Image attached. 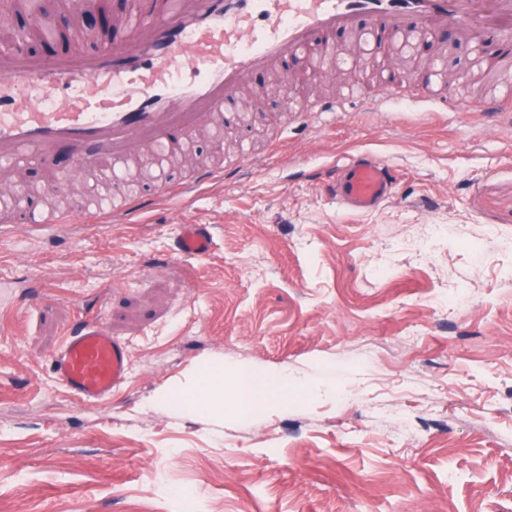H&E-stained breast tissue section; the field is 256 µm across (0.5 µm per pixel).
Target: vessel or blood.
Instances as JSON below:
<instances>
[{
	"label": "vessel or blood",
	"mask_w": 512,
	"mask_h": 512,
	"mask_svg": "<svg viewBox=\"0 0 512 512\" xmlns=\"http://www.w3.org/2000/svg\"><path fill=\"white\" fill-rule=\"evenodd\" d=\"M118 41L112 49L82 50L61 57L31 56L0 42V161L18 168L36 162L55 168L68 154L86 172L109 161L121 169L132 157L157 148L185 146L224 111L243 100L250 77L277 74L292 59L303 72L342 68L332 33L357 36L360 54L411 50L446 30L464 35L483 57L488 34L512 41V0H145L143 7L112 18ZM438 63L425 67L414 88L392 83L386 92L361 98L371 111L385 110L391 96L413 91L433 111L512 112V73L501 92L478 102L437 92ZM337 202L363 213L395 196L396 170L386 159L359 152L323 167ZM220 168H196L191 180L155 182L152 195L125 194L94 212L51 216L34 206L23 212L0 206V220L20 218L33 233L57 223L69 228L130 224L159 202L192 198L223 180ZM213 246L208 224H184L174 242L183 258H201ZM130 350L102 319L72 328L50 366L55 379L81 401L97 403L126 383Z\"/></svg>",
	"instance_id": "vessel-or-blood-1"
}]
</instances>
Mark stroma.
<instances>
[{"mask_svg":"<svg viewBox=\"0 0 512 512\" xmlns=\"http://www.w3.org/2000/svg\"><path fill=\"white\" fill-rule=\"evenodd\" d=\"M473 58L446 60L444 92L498 93L504 68ZM406 77L380 54L228 113L194 163L254 164L141 222L0 227V512H512V116L397 100L299 119ZM360 151L397 187L356 214L313 172ZM11 176L53 210L114 190L103 167L72 188ZM193 223L213 249L171 260ZM92 316L131 352L99 404L50 369ZM217 367L287 373L288 393L248 415L163 399Z\"/></svg>","mask_w":512,"mask_h":512,"instance_id":"35a3bbf8","label":"stroma"}]
</instances>
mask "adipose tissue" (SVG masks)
Here are the masks:
<instances>
[{"label":"adipose tissue","instance_id":"ef3b65f1","mask_svg":"<svg viewBox=\"0 0 512 512\" xmlns=\"http://www.w3.org/2000/svg\"><path fill=\"white\" fill-rule=\"evenodd\" d=\"M287 384V376L280 373L240 369L228 376L223 371L214 370L196 378L197 396L183 398L182 403L190 408L201 403L206 409L220 415L224 412V400L229 397L235 408L248 413L266 405Z\"/></svg>","mask_w":512,"mask_h":512}]
</instances>
